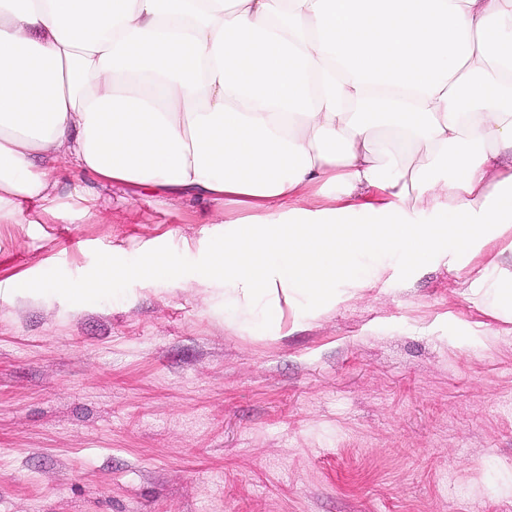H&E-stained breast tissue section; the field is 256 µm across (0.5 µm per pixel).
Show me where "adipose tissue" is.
I'll list each match as a JSON object with an SVG mask.
<instances>
[{"mask_svg":"<svg viewBox=\"0 0 512 512\" xmlns=\"http://www.w3.org/2000/svg\"><path fill=\"white\" fill-rule=\"evenodd\" d=\"M235 205L195 283L282 325L392 277L512 253V0H0V223L60 161ZM170 279L148 250L83 286Z\"/></svg>","mask_w":512,"mask_h":512,"instance_id":"adipose-tissue-1","label":"adipose tissue"}]
</instances>
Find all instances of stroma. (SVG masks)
Masks as SVG:
<instances>
[{
	"mask_svg": "<svg viewBox=\"0 0 512 512\" xmlns=\"http://www.w3.org/2000/svg\"><path fill=\"white\" fill-rule=\"evenodd\" d=\"M56 194L0 224V512H512L498 242L248 331L188 283L82 291L113 250L186 274L235 206L73 168Z\"/></svg>",
	"mask_w": 512,
	"mask_h": 512,
	"instance_id": "obj_1",
	"label": "stroma"
}]
</instances>
